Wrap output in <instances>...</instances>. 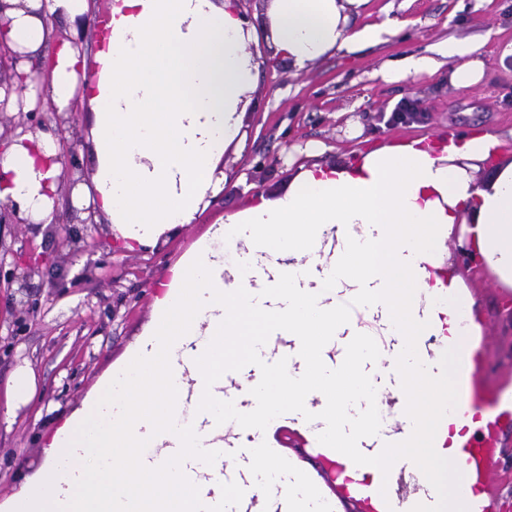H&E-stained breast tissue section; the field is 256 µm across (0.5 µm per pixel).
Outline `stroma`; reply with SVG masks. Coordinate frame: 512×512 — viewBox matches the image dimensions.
<instances>
[{"label": "stroma", "mask_w": 512, "mask_h": 512, "mask_svg": "<svg viewBox=\"0 0 512 512\" xmlns=\"http://www.w3.org/2000/svg\"><path fill=\"white\" fill-rule=\"evenodd\" d=\"M356 22L388 28L385 42L332 54L300 72L269 54L262 36L248 44L261 67L240 136L221 159L218 198L203 202L192 223L148 247L122 250L108 225L82 224L66 179L55 222H0V271L26 281L20 293L0 288V391L22 369L37 381L31 401H0L1 508L43 465L47 436L126 363L152 327L157 282L214 225L256 197L277 198L300 167L315 161L347 162L368 148L426 135L512 129V0H368ZM464 37L483 39L486 74L478 86L459 90L442 60L449 39ZM409 55L441 66L432 74L381 77V68ZM404 101L414 102L417 116L390 122ZM68 227L77 231V244L63 241ZM464 280L486 325L489 375L512 377V294L477 271Z\"/></svg>", "instance_id": "obj_1"}]
</instances>
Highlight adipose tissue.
Wrapping results in <instances>:
<instances>
[{"instance_id": "adipose-tissue-1", "label": "adipose tissue", "mask_w": 512, "mask_h": 512, "mask_svg": "<svg viewBox=\"0 0 512 512\" xmlns=\"http://www.w3.org/2000/svg\"><path fill=\"white\" fill-rule=\"evenodd\" d=\"M367 2L268 0L265 41L298 71L356 52L380 35L354 22ZM92 9L91 0H0V41L18 56L0 106L89 113L91 178L77 199L133 251L192 223L215 191L259 66L245 50L254 30L237 0H114L89 59L58 27H85ZM481 54L476 38L449 44L455 88L480 83ZM34 63L47 78L27 80ZM500 143L488 132L422 137L316 164L277 199L215 225V245L171 268L145 341L56 430L8 512H112L126 482L139 490L132 512H200L179 464L159 471L142 457L175 441L223 447L225 353L302 339L316 314L325 335L376 334L406 350L436 320L433 305L465 286L454 240L470 265L512 288V158L496 155ZM59 151L48 135L0 142V207L52 223Z\"/></svg>"}]
</instances>
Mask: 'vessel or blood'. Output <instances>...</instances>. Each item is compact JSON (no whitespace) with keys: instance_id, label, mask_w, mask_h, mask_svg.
Returning <instances> with one entry per match:
<instances>
[{"instance_id":"vessel-or-blood-1","label":"vessel or blood","mask_w":512,"mask_h":512,"mask_svg":"<svg viewBox=\"0 0 512 512\" xmlns=\"http://www.w3.org/2000/svg\"><path fill=\"white\" fill-rule=\"evenodd\" d=\"M470 341L450 332L431 334L417 341L415 351L432 365V385L421 398L412 400L418 417L412 434L418 445V462L407 467L386 458L384 449L369 448L346 460H339L334 433L318 434L306 454L318 466L316 473L301 470L287 449L254 440L252 447H240L241 433L251 431L257 418H281L282 404L267 402L261 413H241L239 420L224 425V445L210 451L211 466L200 471L188 468L197 484L200 507L223 499L224 512H297L296 491L306 488L320 497L323 512H336L338 500L354 503L357 512H495L490 472L501 452V438L512 432V383L491 384L483 354L484 326H470ZM323 337H309L299 358L309 375L312 406L332 412L338 395L356 386L367 353L376 349L373 337L362 336L351 344L333 368L323 361ZM450 367L455 395L438 386L442 376L435 362ZM284 361L274 364L264 380L252 381L250 393L287 387ZM451 449L447 472L432 463L435 449ZM290 474L292 484H270L256 494L252 473L257 460ZM450 477L451 495L442 492L443 477Z\"/></svg>"}]
</instances>
